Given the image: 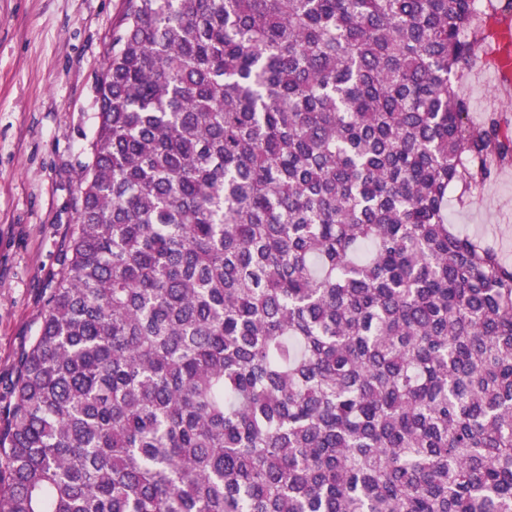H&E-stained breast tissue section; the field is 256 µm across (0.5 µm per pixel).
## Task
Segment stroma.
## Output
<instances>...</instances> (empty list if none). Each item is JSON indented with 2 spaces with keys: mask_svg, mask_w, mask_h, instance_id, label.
<instances>
[{
  "mask_svg": "<svg viewBox=\"0 0 512 512\" xmlns=\"http://www.w3.org/2000/svg\"><path fill=\"white\" fill-rule=\"evenodd\" d=\"M124 8L125 0H0V395L38 330L75 228L96 88ZM463 90L472 120L512 110L493 57ZM448 222L512 264V168L465 198L449 194Z\"/></svg>",
  "mask_w": 512,
  "mask_h": 512,
  "instance_id": "1",
  "label": "stroma"
}]
</instances>
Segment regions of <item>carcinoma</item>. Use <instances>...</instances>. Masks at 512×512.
Masks as SVG:
<instances>
[{
    "label": "carcinoma",
    "mask_w": 512,
    "mask_h": 512,
    "mask_svg": "<svg viewBox=\"0 0 512 512\" xmlns=\"http://www.w3.org/2000/svg\"><path fill=\"white\" fill-rule=\"evenodd\" d=\"M489 2L126 0L0 512H512ZM482 54H485L482 51ZM485 58L483 65L469 73L463 90L471 103L470 117L474 121L482 119L489 110L503 111L508 119H512V86L511 94L497 77L496 61L493 56ZM511 107V110H510ZM511 112V116H510ZM448 224L464 235L493 244L512 264V168L471 192L463 201L448 195Z\"/></svg>",
    "instance_id": "1"
}]
</instances>
